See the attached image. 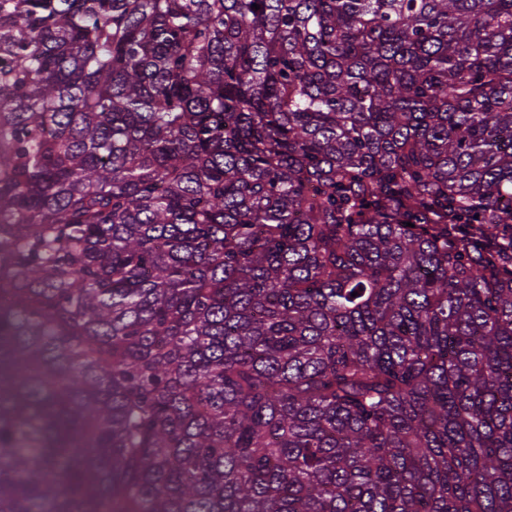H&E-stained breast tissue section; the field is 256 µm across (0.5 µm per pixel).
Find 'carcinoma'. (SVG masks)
<instances>
[{"mask_svg":"<svg viewBox=\"0 0 512 512\" xmlns=\"http://www.w3.org/2000/svg\"><path fill=\"white\" fill-rule=\"evenodd\" d=\"M104 507L512 512V0H0V512Z\"/></svg>","mask_w":512,"mask_h":512,"instance_id":"obj_1","label":"carcinoma"}]
</instances>
